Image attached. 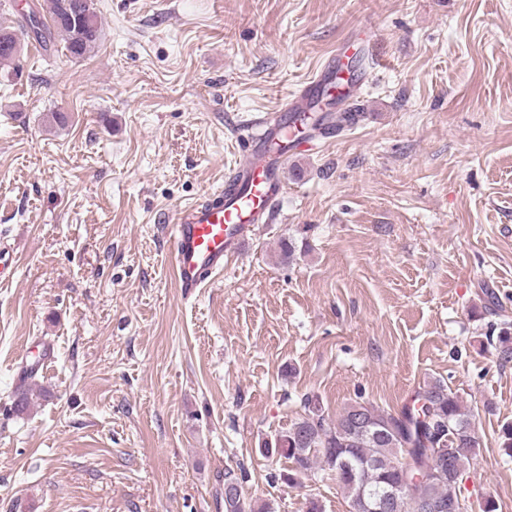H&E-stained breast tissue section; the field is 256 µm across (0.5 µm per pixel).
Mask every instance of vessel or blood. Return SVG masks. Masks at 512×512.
Instances as JSON below:
<instances>
[{
    "label": "vessel or blood",
    "instance_id": "vessel-or-blood-1",
    "mask_svg": "<svg viewBox=\"0 0 512 512\" xmlns=\"http://www.w3.org/2000/svg\"><path fill=\"white\" fill-rule=\"evenodd\" d=\"M320 85V80L310 81L278 110L260 116L242 161L224 180L223 192L179 211L171 236L183 300L197 297L223 274L225 263L239 253L255 225L270 223L287 191L282 169L289 154L311 148L306 137L282 140L281 129L289 113L313 110Z\"/></svg>",
    "mask_w": 512,
    "mask_h": 512
}]
</instances>
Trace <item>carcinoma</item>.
Instances as JSON below:
<instances>
[{
    "instance_id": "carcinoma-1",
    "label": "carcinoma",
    "mask_w": 512,
    "mask_h": 512,
    "mask_svg": "<svg viewBox=\"0 0 512 512\" xmlns=\"http://www.w3.org/2000/svg\"><path fill=\"white\" fill-rule=\"evenodd\" d=\"M83 2L86 15L79 25L56 20L57 0H43L29 13L27 24L43 39H60L71 57L81 58L95 49L102 33L95 0ZM486 340L500 363L512 362L511 328L505 326ZM303 408L301 418L264 444L266 454L293 462L288 480L315 470L335 473L350 512H372L387 491L406 480L416 502L453 506L468 501L465 474L470 442L475 440L473 413L444 381L427 383L397 414L362 400L345 407L332 421L324 416L320 402L309 396L303 399ZM438 445L454 449L450 467L424 480L427 451ZM242 482V474L224 470V512H257L243 493L233 491Z\"/></svg>"
}]
</instances>
